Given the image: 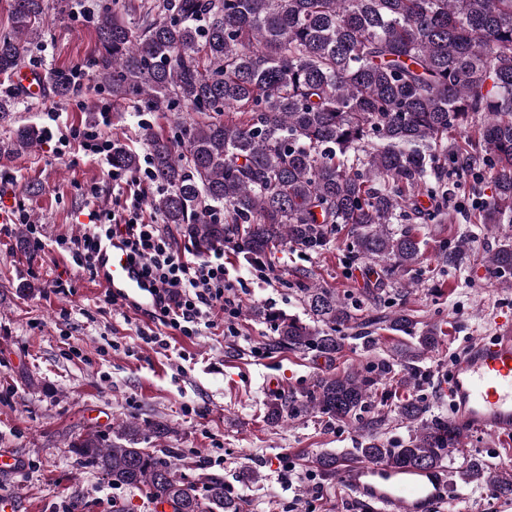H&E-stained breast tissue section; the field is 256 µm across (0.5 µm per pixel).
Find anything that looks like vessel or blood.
<instances>
[{"instance_id": "b4317fda", "label": "vessel or blood", "mask_w": 512, "mask_h": 512, "mask_svg": "<svg viewBox=\"0 0 512 512\" xmlns=\"http://www.w3.org/2000/svg\"><path fill=\"white\" fill-rule=\"evenodd\" d=\"M16 82L40 96L45 75L21 70ZM98 280L131 309L152 307L155 285L133 262L121 239H112L97 259ZM448 402L453 423L464 432L512 437V316L502 315L493 335L471 339L448 366ZM340 482L354 499L376 512H437L450 495L451 478L438 469L394 470L378 463L345 467Z\"/></svg>"}]
</instances>
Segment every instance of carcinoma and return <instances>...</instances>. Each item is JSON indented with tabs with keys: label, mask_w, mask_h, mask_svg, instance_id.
Segmentation results:
<instances>
[{
	"label": "carcinoma",
	"mask_w": 512,
	"mask_h": 512,
	"mask_svg": "<svg viewBox=\"0 0 512 512\" xmlns=\"http://www.w3.org/2000/svg\"><path fill=\"white\" fill-rule=\"evenodd\" d=\"M10 31L0 34V76L22 69L41 38L46 0H9ZM98 53L88 69L112 100H136L173 113L176 135L151 128L143 136L152 176L166 191L150 200L164 223L179 226L200 253L231 244L258 265L273 249L323 251L340 224L353 231L348 258L382 268L365 295L379 300L420 262L421 241L396 221L453 223L448 170L456 182L477 163L494 170L491 195L469 220L492 230L512 225V0H112L96 21ZM55 95L73 89L57 73ZM196 114L187 120L180 109ZM16 101L0 95V125L13 123ZM239 112L241 118H224ZM471 129L460 145L448 133ZM41 131L18 126L0 141V164L39 142ZM139 156L119 145L112 168L133 172ZM427 197L430 205L421 202ZM460 243L442 261L461 268ZM498 278L512 277V234L488 256ZM308 319L255 309L290 351L340 353L345 331L370 340L377 330L414 339L402 385L415 363L438 345L441 329L401 307L374 319L332 288L298 272ZM381 361L322 377L299 399L267 404L271 424L318 412L331 421L361 417L372 388L390 373ZM427 402L405 398L398 419L416 425L391 446L377 436L383 416L364 423V442L351 452L315 459L336 477L348 463L396 469L441 468L462 449L458 429L428 419ZM159 422L131 420L110 434H80L69 448L76 463L114 486L136 488L172 512H243L225 494L224 477L195 466L190 479L155 448H142ZM470 481L494 497H512V471L487 475L483 459L467 461Z\"/></svg>",
	"instance_id": "obj_1"
}]
</instances>
